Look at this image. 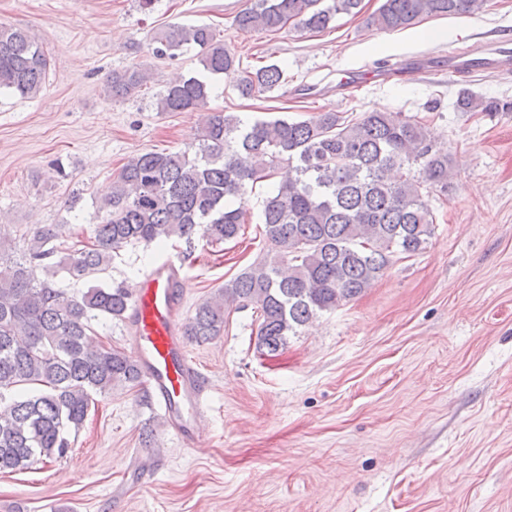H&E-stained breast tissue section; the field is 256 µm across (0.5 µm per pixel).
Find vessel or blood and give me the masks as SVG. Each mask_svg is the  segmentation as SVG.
<instances>
[{"label":"vessel or blood","mask_w":512,"mask_h":512,"mask_svg":"<svg viewBox=\"0 0 512 512\" xmlns=\"http://www.w3.org/2000/svg\"><path fill=\"white\" fill-rule=\"evenodd\" d=\"M512 68V51L492 48L480 54L448 53L449 76ZM183 266L167 259L135 283L125 323L132 337L141 377L164 425L186 447L202 438L207 388L204 375L186 353L181 324Z\"/></svg>","instance_id":"1"}]
</instances>
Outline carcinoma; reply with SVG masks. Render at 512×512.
Returning a JSON list of instances; mask_svg holds the SVG:
<instances>
[{
	"mask_svg": "<svg viewBox=\"0 0 512 512\" xmlns=\"http://www.w3.org/2000/svg\"><path fill=\"white\" fill-rule=\"evenodd\" d=\"M486 0H382L370 23L395 31L426 17L481 11ZM362 0H259L241 12L242 29L277 32L291 23L323 31L339 14L355 16ZM198 48L203 73L169 83L161 112L202 113L194 143L177 152L149 151L131 160L103 202V223L92 244L59 260L57 225L34 227L15 250L0 242V473H13L63 456L67 435L84 423L95 396L136 387V360L93 340L92 322L123 318L131 292L98 282L112 253L126 245L192 240L196 231L224 243L241 232L248 188L288 166L263 201V235L274 254L245 267L196 305L184 335L195 343L224 332L230 310L252 307L258 347L273 354L288 335L314 318L361 296L393 258L415 256L434 234L430 197L447 191L452 162L432 149L424 123L400 112H366L350 119L323 112L313 121L287 118L245 125L210 106L211 76L229 78L243 98L284 82L276 64L240 69L211 26L170 24L148 50L173 58ZM50 59L28 30L0 24V93L35 98ZM147 69L114 71L105 81L111 100L135 94ZM462 112L496 105L468 92ZM92 282L73 293L58 272Z\"/></svg>",
	"mask_w": 512,
	"mask_h": 512,
	"instance_id": "cac0c4a2",
	"label": "carcinoma"
}]
</instances>
